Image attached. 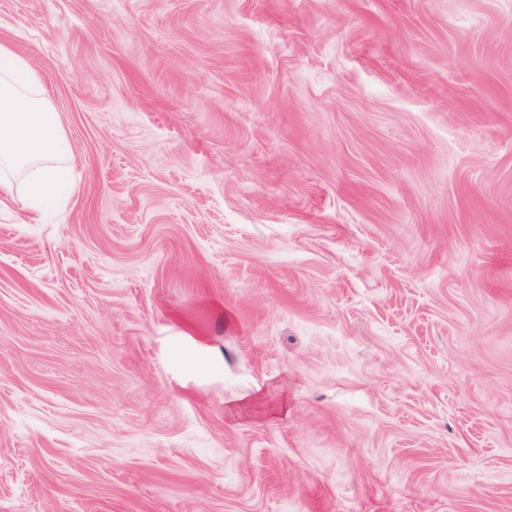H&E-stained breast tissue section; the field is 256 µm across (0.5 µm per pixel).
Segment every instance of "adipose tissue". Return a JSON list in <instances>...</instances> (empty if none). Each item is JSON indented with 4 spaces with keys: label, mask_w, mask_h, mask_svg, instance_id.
Wrapping results in <instances>:
<instances>
[{
    "label": "adipose tissue",
    "mask_w": 512,
    "mask_h": 512,
    "mask_svg": "<svg viewBox=\"0 0 512 512\" xmlns=\"http://www.w3.org/2000/svg\"><path fill=\"white\" fill-rule=\"evenodd\" d=\"M70 153L39 70L0 41V204L19 200L25 217L38 220L60 198L59 163Z\"/></svg>",
    "instance_id": "1"
}]
</instances>
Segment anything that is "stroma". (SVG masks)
I'll use <instances>...</instances> for the list:
<instances>
[{"mask_svg": "<svg viewBox=\"0 0 512 512\" xmlns=\"http://www.w3.org/2000/svg\"><path fill=\"white\" fill-rule=\"evenodd\" d=\"M72 157L0 213V512H512V0H0Z\"/></svg>", "mask_w": 512, "mask_h": 512, "instance_id": "1", "label": "stroma"}]
</instances>
